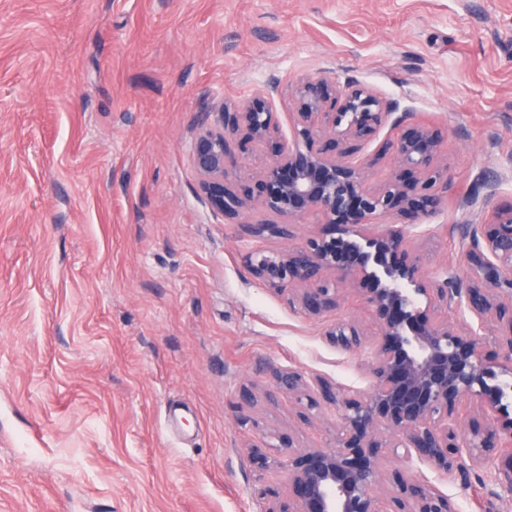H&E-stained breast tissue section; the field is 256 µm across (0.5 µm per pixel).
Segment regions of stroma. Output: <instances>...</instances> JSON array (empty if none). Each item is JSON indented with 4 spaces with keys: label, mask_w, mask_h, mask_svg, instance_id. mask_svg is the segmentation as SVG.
Returning a JSON list of instances; mask_svg holds the SVG:
<instances>
[{
    "label": "stroma",
    "mask_w": 512,
    "mask_h": 512,
    "mask_svg": "<svg viewBox=\"0 0 512 512\" xmlns=\"http://www.w3.org/2000/svg\"><path fill=\"white\" fill-rule=\"evenodd\" d=\"M318 73L447 129L448 201L418 230L429 267H463L485 172L512 205V0H0V512H258L260 483L288 490L250 463L261 435L334 444L270 370L366 388L327 331L375 317L346 293L311 319L260 285L248 255L326 225L225 223L191 162L211 96ZM420 473L458 512H512Z\"/></svg>",
    "instance_id": "1"
}]
</instances>
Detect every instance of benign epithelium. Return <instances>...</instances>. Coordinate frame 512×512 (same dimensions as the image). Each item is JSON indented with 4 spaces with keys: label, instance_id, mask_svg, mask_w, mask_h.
<instances>
[{
    "label": "benign epithelium",
    "instance_id": "obj_1",
    "mask_svg": "<svg viewBox=\"0 0 512 512\" xmlns=\"http://www.w3.org/2000/svg\"><path fill=\"white\" fill-rule=\"evenodd\" d=\"M282 94L297 107L288 139L265 96L232 104L212 98L197 124L192 165L213 211L237 221L252 211L274 216L248 222L255 236H293L308 214L338 228L282 252L249 256L252 276L288 293V304L318 317L356 292L371 308L379 332L371 339L354 322L338 320L326 335L345 351L364 350L368 388L345 392L320 378L287 368L272 379L291 393L314 394L307 408L323 407L336 420L329 448L297 449L261 442L250 447L258 471L275 469L288 496L258 489L260 512H455L448 496L409 472H388L386 454L423 464L467 485L469 469L484 471L512 497V417L504 415L512 378V207L492 206L499 175L483 179L489 218L457 227L468 274L455 266L428 268L422 249L433 237L413 232L448 199V134L430 124L360 155L392 112L357 80L344 86L326 75H302ZM260 145L258 191L226 183L235 162L228 142ZM389 173L370 179L383 155ZM476 323L454 322L448 311ZM498 347L492 353L490 346ZM473 413L461 425L459 409Z\"/></svg>",
    "mask_w": 512,
    "mask_h": 512
}]
</instances>
